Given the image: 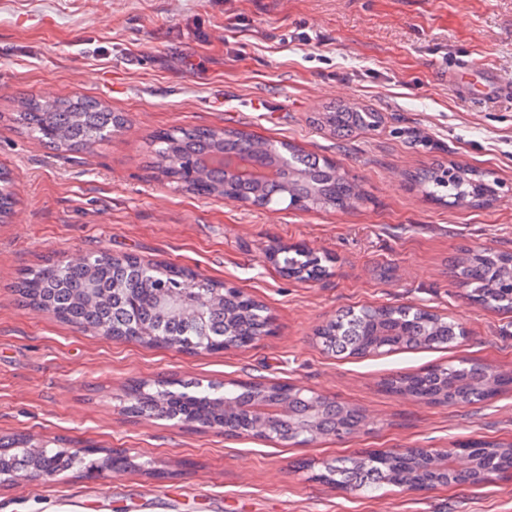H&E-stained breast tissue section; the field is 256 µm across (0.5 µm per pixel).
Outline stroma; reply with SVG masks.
<instances>
[{
  "label": "stroma",
  "mask_w": 512,
  "mask_h": 512,
  "mask_svg": "<svg viewBox=\"0 0 512 512\" xmlns=\"http://www.w3.org/2000/svg\"><path fill=\"white\" fill-rule=\"evenodd\" d=\"M467 66L512 78V0H0V168L17 203L0 223V437L119 451L127 471L1 481L0 512H512V478L425 493L351 492L325 466L367 451L512 441V391L446 406L386 378L461 360L512 372V312L482 307L449 272L461 249L512 252V89L469 96ZM86 96L126 124L57 151L13 121L17 100ZM339 103L385 116L349 137L317 124ZM228 127L296 144L361 186L346 211L255 207L163 181L153 134ZM443 163L498 184L484 205H439L410 182ZM301 245L319 281L281 273ZM167 262L261 302L274 332L189 353L112 340L18 302L28 269L91 253ZM410 305L456 320L453 347L345 357L316 333L340 310ZM265 380L360 409L351 435L282 445L126 411L129 385Z\"/></svg>",
  "instance_id": "stroma-1"
}]
</instances>
